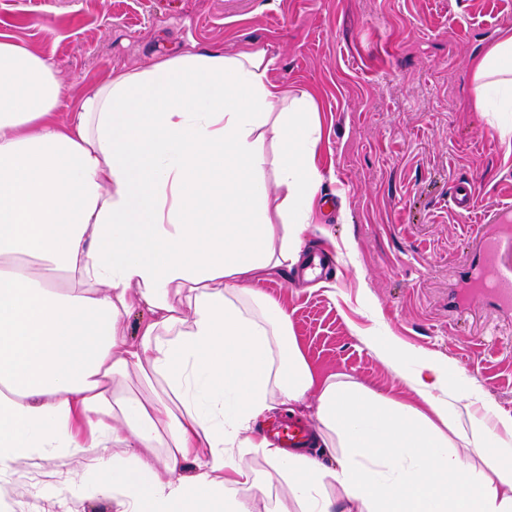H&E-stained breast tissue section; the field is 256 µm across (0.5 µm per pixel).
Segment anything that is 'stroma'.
<instances>
[{"mask_svg":"<svg viewBox=\"0 0 512 512\" xmlns=\"http://www.w3.org/2000/svg\"><path fill=\"white\" fill-rule=\"evenodd\" d=\"M509 28L512 0H0V35L52 58L63 113L112 71L161 57H276L272 78L318 102V195L334 202L302 249L339 272L307 282L285 268L260 290L318 373L416 403L410 369L376 349L392 336L512 415V311L454 303L484 214L512 204V145L469 104L473 56ZM459 182L476 200L465 216L448 208ZM94 479L78 453L19 459L0 475V512H112L111 496L85 492Z\"/></svg>","mask_w":512,"mask_h":512,"instance_id":"stroma-1","label":"stroma"}]
</instances>
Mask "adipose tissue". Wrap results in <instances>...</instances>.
Listing matches in <instances>:
<instances>
[{"mask_svg":"<svg viewBox=\"0 0 512 512\" xmlns=\"http://www.w3.org/2000/svg\"><path fill=\"white\" fill-rule=\"evenodd\" d=\"M275 65L193 50L63 115L52 60L0 38V474L112 446L113 512H512V468L475 463L512 457V416L466 410L467 381L394 338L419 405L317 377L258 289L298 262L322 180L318 104ZM470 104L512 138L511 32L474 58ZM305 403L328 460L255 428Z\"/></svg>","mask_w":512,"mask_h":512,"instance_id":"ef3b65f1","label":"adipose tissue"}]
</instances>
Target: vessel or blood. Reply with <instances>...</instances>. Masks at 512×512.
<instances>
[{"label":"vessel or blood","instance_id":"vessel-or-blood-1","mask_svg":"<svg viewBox=\"0 0 512 512\" xmlns=\"http://www.w3.org/2000/svg\"><path fill=\"white\" fill-rule=\"evenodd\" d=\"M484 232L477 245L478 259L464 292L465 303L491 298L503 310L512 309V206L506 205L486 215ZM269 434L286 448H305L312 430L296 421H286Z\"/></svg>","mask_w":512,"mask_h":512}]
</instances>
